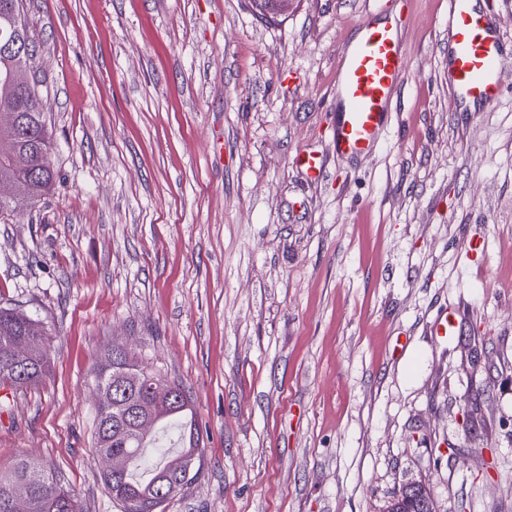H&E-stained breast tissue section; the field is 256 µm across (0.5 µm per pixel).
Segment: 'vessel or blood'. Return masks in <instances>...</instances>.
<instances>
[{"label": "vessel or blood", "mask_w": 512, "mask_h": 512, "mask_svg": "<svg viewBox=\"0 0 512 512\" xmlns=\"http://www.w3.org/2000/svg\"><path fill=\"white\" fill-rule=\"evenodd\" d=\"M398 22L372 20L343 49L332 96L337 154L361 156L377 144L391 118L393 94L409 74ZM448 85L458 104L480 107L502 93L504 37L489 9L473 0H448Z\"/></svg>", "instance_id": "vessel-or-blood-1"}]
</instances>
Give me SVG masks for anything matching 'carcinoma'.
Segmentation results:
<instances>
[{
	"label": "carcinoma",
	"instance_id": "carcinoma-1",
	"mask_svg": "<svg viewBox=\"0 0 512 512\" xmlns=\"http://www.w3.org/2000/svg\"><path fill=\"white\" fill-rule=\"evenodd\" d=\"M53 145L45 113L0 112V182L15 185L11 197L0 198L1 217L36 205L51 191ZM32 322L26 311L0 306V386L15 392L40 384L50 372L45 335H32ZM95 389V453L124 460L122 470L102 474L108 493L123 512H164L154 499L166 502L179 487L156 480L200 459L202 435L188 391L115 346L96 362ZM163 437L173 439L176 451L152 464L147 449ZM0 512L85 510L55 473L21 459L10 473L0 474Z\"/></svg>",
	"mask_w": 512,
	"mask_h": 512
}]
</instances>
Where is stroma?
I'll return each mask as SVG.
<instances>
[{
  "mask_svg": "<svg viewBox=\"0 0 512 512\" xmlns=\"http://www.w3.org/2000/svg\"><path fill=\"white\" fill-rule=\"evenodd\" d=\"M388 2L409 77L347 157L331 89L376 0H23L56 181L0 220V303L52 370L0 418L1 473L31 457L121 512L93 375L124 345L197 410L165 512H384L419 482L512 512V54L496 108L454 105L448 0Z\"/></svg>",
  "mask_w": 512,
  "mask_h": 512,
  "instance_id": "stroma-1",
  "label": "stroma"
}]
</instances>
